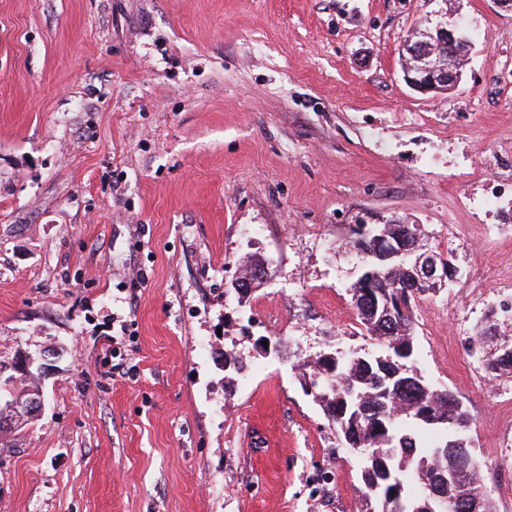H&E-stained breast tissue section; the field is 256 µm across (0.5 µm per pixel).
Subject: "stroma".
Wrapping results in <instances>:
<instances>
[{
	"mask_svg": "<svg viewBox=\"0 0 512 512\" xmlns=\"http://www.w3.org/2000/svg\"><path fill=\"white\" fill-rule=\"evenodd\" d=\"M450 7L463 76L414 91L402 42ZM493 179L512 183L496 0H0V366L61 350L44 412L0 443V512H316L320 477L318 512H360L361 462L294 365L376 351L345 241L394 218L456 268L416 302V365L466 405L512 512V378L469 349L512 269ZM250 254L270 282L242 307L224 281Z\"/></svg>",
	"mask_w": 512,
	"mask_h": 512,
	"instance_id": "1",
	"label": "stroma"
}]
</instances>
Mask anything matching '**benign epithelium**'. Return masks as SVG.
<instances>
[{"label":"benign epithelium","mask_w":512,"mask_h":512,"mask_svg":"<svg viewBox=\"0 0 512 512\" xmlns=\"http://www.w3.org/2000/svg\"><path fill=\"white\" fill-rule=\"evenodd\" d=\"M458 45L466 48L469 41L458 24L452 21L435 27L424 25L415 28L401 46V69L405 82L413 89L424 93H445L452 90L462 78V71L454 66L451 55ZM370 257L377 260L401 259L402 263L414 270V281L418 285L439 286L449 277L447 265L438 263L428 252L414 254L401 239L387 241L383 249L370 254ZM257 280L267 283L268 269L258 270L248 277H243L237 272L231 279L225 281L224 287L242 296L245 289L253 287ZM55 353V348L51 347L44 350L37 359L25 355L14 371L26 375L34 369L43 377L48 371L46 357ZM5 405L8 406V410L20 411L32 420L40 417L45 407L41 393L24 404L7 400Z\"/></svg>","instance_id":"benign-epithelium-1"}]
</instances>
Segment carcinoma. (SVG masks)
I'll list each match as a JSON object with an SVG mask.
<instances>
[{"mask_svg":"<svg viewBox=\"0 0 512 512\" xmlns=\"http://www.w3.org/2000/svg\"><path fill=\"white\" fill-rule=\"evenodd\" d=\"M364 224L352 227V245L371 252L379 242L363 234ZM384 236L400 237L412 249L427 240L414 224H385ZM375 287L402 307L391 313L369 303L350 287L357 319L376 340L375 353L336 352V369H323L321 357L297 362L310 395L334 427L342 448H369L360 473L362 512H455L452 503L477 500L480 512H493L485 496L480 464L469 447H457L455 431L467 437L472 419L466 408L451 404L455 394L430 383L415 366L412 301L435 288H414L403 267L387 262L375 267ZM512 336L496 325L480 328L470 350L481 358L491 376L512 374Z\"/></svg>","mask_w":512,"mask_h":512,"instance_id":"1","label":"carcinoma"}]
</instances>
